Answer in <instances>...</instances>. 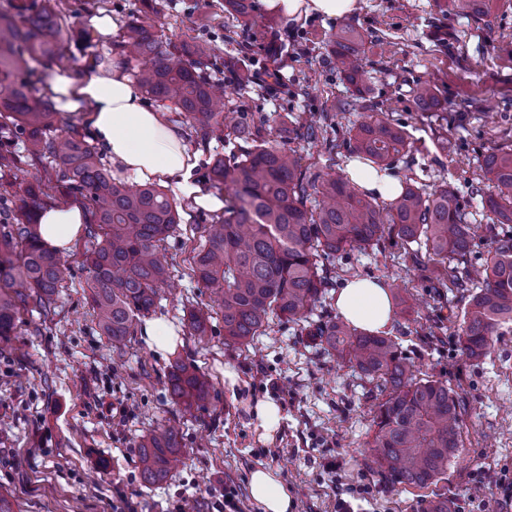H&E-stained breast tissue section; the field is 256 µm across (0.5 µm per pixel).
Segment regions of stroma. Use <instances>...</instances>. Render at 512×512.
I'll return each instance as SVG.
<instances>
[{
  "label": "stroma",
  "instance_id": "obj_1",
  "mask_svg": "<svg viewBox=\"0 0 512 512\" xmlns=\"http://www.w3.org/2000/svg\"><path fill=\"white\" fill-rule=\"evenodd\" d=\"M155 29L172 40L211 42L218 60L236 55L247 39L253 62L245 80L221 74L231 111L264 126L275 145L294 149L314 174L345 175L352 124L383 119L415 139L392 174L434 186L447 181L469 198L478 214L469 269L491 251L487 220L473 187L490 194L479 160L487 151L512 144V0H497L492 33L450 14L445 0H358L354 19L365 36L363 67L373 106L342 112L350 88L336 73L326 41L337 22L311 17L291 21L253 0L255 25L224 12V0H156ZM143 7L142 0H67L69 15L92 28L95 39L68 46L62 67L81 73L94 56L109 55L121 27ZM109 18L98 26V18ZM281 73L275 88L265 84L267 66ZM433 82L448 109L419 111L412 91ZM322 115L323 139L282 137L297 117ZM339 148H331V141ZM179 230L164 257L177 285L156 315L175 327L183 310L205 306V289L192 277L191 248L206 210L184 206ZM83 244L64 258L71 268L53 314L19 313L11 348L0 352V491L13 493L19 512H216L232 489L241 512H256L249 474L276 469L296 500L295 512H425L437 494L448 495L456 512H512V323L501 329L491 352L470 360L458 333L466 290L435 287L398 239L372 254L351 253L336 263V284L373 278L418 308L410 320L394 318L386 333L414 364L418 375L447 382L460 400L459 457L424 489L391 488L365 465L375 406V384L313 348L299 326L273 321L249 348L225 344L224 322L197 342L182 333L167 353L143 336L130 337L124 357L112 353L93 316ZM197 365L213 384L209 401L184 411L165 389L175 358ZM233 367L258 397L282 408L279 430L260 441L241 398L224 384ZM176 428L182 463L167 482L145 484L136 443L149 431Z\"/></svg>",
  "mask_w": 512,
  "mask_h": 512
}]
</instances>
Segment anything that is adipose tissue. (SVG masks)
<instances>
[{
  "instance_id": "obj_1",
  "label": "adipose tissue",
  "mask_w": 512,
  "mask_h": 512,
  "mask_svg": "<svg viewBox=\"0 0 512 512\" xmlns=\"http://www.w3.org/2000/svg\"><path fill=\"white\" fill-rule=\"evenodd\" d=\"M268 9L291 20L312 15H353L357 0H264ZM51 90L61 108L87 115L89 134L113 168L135 182L154 180L172 186L176 195L195 206L218 211L222 201L195 183L193 172L199 152L190 150L181 131L164 112L147 107L127 77L121 56L103 61L83 74L58 70ZM89 216L84 207L70 202L46 208L40 218V234L47 248L68 251L79 239ZM337 313L358 329L377 333L393 321L387 288L373 280L349 281L336 295ZM249 490L257 512H293L295 501L277 470L259 467L249 475Z\"/></svg>"
}]
</instances>
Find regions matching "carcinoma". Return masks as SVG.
Here are the masks:
<instances>
[{
    "label": "carcinoma",
    "mask_w": 512,
    "mask_h": 512,
    "mask_svg": "<svg viewBox=\"0 0 512 512\" xmlns=\"http://www.w3.org/2000/svg\"><path fill=\"white\" fill-rule=\"evenodd\" d=\"M62 0H10L0 11V349L16 332L17 315L29 305L47 316L59 288L70 276L58 253L42 244L38 216L48 203L42 179L28 182L22 195L9 191L18 173L40 165L60 192L92 207L88 247L82 265L97 311L98 328L123 356L127 337L155 308L161 294H174L171 272L161 256L179 227L178 202L156 184L129 185L112 177L103 153L80 127L57 126L58 111L33 86L37 62L62 60L73 41L60 22ZM449 12L470 17L492 31V0H448ZM251 0H224V11L249 23ZM336 72L352 88L342 112L369 107L360 57L364 35L352 20L329 35ZM117 49L125 70L152 98L179 113L202 143L217 137L235 147L208 166L206 179L224 191V215L201 225L191 271L210 291L224 321V343L247 347L265 334L276 317L301 327L315 345L360 376L377 383L371 455L367 468L387 486L425 487L448 469L458 451L456 395L440 380L420 378L413 363L390 337L362 332L336 318L311 319L314 308L336 288L331 263L357 250L376 248L389 236L413 252L437 288H464V267L474 240L470 204L448 183L426 189L404 181L381 205L340 176H310L291 149L273 146L260 129L229 118L224 83L214 81L216 55L205 44L162 40L145 12L123 27ZM421 111L439 110L437 89L425 81L413 89ZM292 132L316 140L323 125L312 118ZM23 139V151L15 141ZM346 144L382 172L411 149L405 130L385 120L359 122L347 130ZM494 194L481 200L494 231L490 257L472 278L475 291L463 312L458 341L473 361L484 358L512 322V148H497L480 162ZM321 197L314 208L312 196ZM189 334L201 340L211 331L208 308L187 313ZM172 399L189 411L209 396L200 369L178 358L165 376ZM141 477L149 485L168 480L179 457V433L167 428L140 437Z\"/></svg>",
    "instance_id": "carcinoma-1"
}]
</instances>
